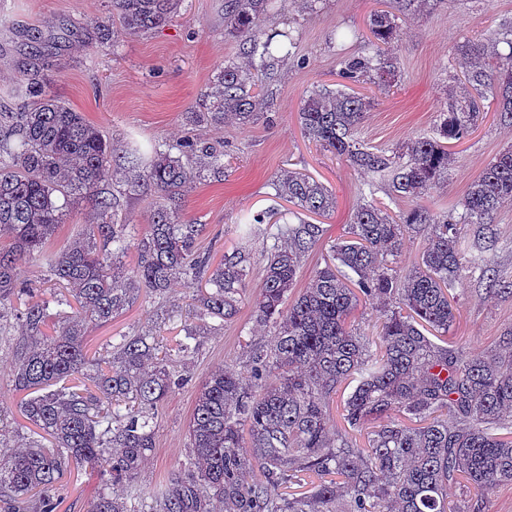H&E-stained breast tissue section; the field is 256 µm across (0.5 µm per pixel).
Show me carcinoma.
Instances as JSON below:
<instances>
[{
  "instance_id": "cac0c4a2",
  "label": "carcinoma",
  "mask_w": 512,
  "mask_h": 512,
  "mask_svg": "<svg viewBox=\"0 0 512 512\" xmlns=\"http://www.w3.org/2000/svg\"><path fill=\"white\" fill-rule=\"evenodd\" d=\"M180 0H112L124 29L142 33L165 25ZM278 0H225L227 35L240 53L259 59L256 73L224 65L207 92L196 126L257 122L258 97L268 71L292 54L289 27L265 32L259 22ZM395 16H371L373 39L363 51L339 58L341 87H314L298 117L306 137L371 176L369 190L387 183L391 198H418L448 172V144L471 134L484 102L512 123V22L490 33L491 45L466 42L457 55L469 62L464 93L439 113L435 135L387 153L364 147L358 125L374 98L395 81L388 46ZM86 46L106 40L105 25L81 34ZM504 43L508 52L498 45ZM495 64L481 59L488 53ZM18 96L34 100L0 112V335L21 332L12 349L15 389L31 393L22 414L36 428L13 445L0 418V512H56L65 476L88 467L113 482L132 481L154 451L155 411L188 383L181 365L194 348L164 344L161 324L122 336L98 356L86 350L91 325L108 322L142 293L179 316L167 296L172 284L196 288L190 312L202 332L224 330L245 300L250 244L264 237L262 279L250 302L254 319L273 329L264 344H248L243 370L219 368L202 385L188 425L189 454L152 504L130 506L98 493L88 512H484L489 493L512 484V324L492 347L467 352L448 339L456 325L457 282L474 277L492 293L512 294L489 263L478 237L512 202V146L501 150L458 202L461 211L436 214L422 206L391 212L371 200L360 206L336 242L305 218L280 223L281 212L247 215L232 250L215 260L199 246L206 225L184 220L180 209L196 181L224 176V152L189 135L155 148L150 161L136 149L115 152L110 140L75 109L43 95L40 68H25ZM275 198L304 214L324 217L336 198L308 174L283 170ZM157 199L143 232L131 237L116 219L120 198ZM63 204H58V199ZM92 203L93 219L68 248L46 244L65 209ZM425 233L418 263L397 266L404 240ZM328 246L324 266L297 294L308 253ZM135 252L128 268L123 257ZM41 254L36 288L18 278L22 262ZM379 309L376 332L361 331L357 311ZM276 380L268 381L269 376ZM357 382L342 407L344 428L327 419L336 395ZM366 431L364 447L352 433ZM320 478L300 497L286 489L302 474ZM466 482L469 498L454 508L448 487Z\"/></svg>"
}]
</instances>
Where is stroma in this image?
<instances>
[{
	"mask_svg": "<svg viewBox=\"0 0 512 512\" xmlns=\"http://www.w3.org/2000/svg\"><path fill=\"white\" fill-rule=\"evenodd\" d=\"M395 0H284L280 14L264 19L271 30L291 25L297 45L281 61L273 80L260 96L264 117L252 126L225 121L201 129L203 138L224 145L227 172L223 181L193 184L182 216L205 224L202 247H230L235 226L247 213L288 202L272 197L270 184L283 170L295 169L320 181L336 197V208L322 222L328 237H338L356 209L365 202L363 173L308 143L297 112L319 85L335 86L337 58L363 50L370 33L369 16L395 11ZM512 19V0H423L416 11L399 16L398 36L391 45L398 76L389 95L379 96L356 131L368 149H395L432 135L439 112L458 95L463 71L455 49L481 40L503 21ZM110 25L112 47L86 54L74 46L46 45L40 60L47 96L83 112L115 148L137 143L151 152L161 142L181 139L190 129L189 115L197 111L217 69L236 61L244 72L254 63L240 56L237 41L224 33V0H182L175 16L159 29L130 33L112 18V0H0V107H13L16 76L32 62L31 50L17 31L42 26L51 35L60 23ZM512 145V125L495 112L479 120L475 132L453 145L448 175L423 199L432 211H448L495 155ZM458 310L456 336L469 351L490 347L503 328L512 324V294L488 292L477 279L460 280L454 290ZM154 305L138 300L122 316L93 326L86 338L95 353L122 335L151 326ZM268 328L255 323L250 304H241L217 336L199 337L197 352L187 358L190 382L158 408L156 448L130 482L111 486L113 495L133 499L156 493L181 466L188 452L187 426L200 386L218 368H240L247 342L263 344ZM12 353L0 346V417L7 420L14 443L32 427L20 405L25 392L11 382ZM102 481L87 468L73 470L61 492L57 512H87Z\"/></svg>",
	"mask_w": 512,
	"mask_h": 512,
	"instance_id": "obj_1",
	"label": "stroma"
}]
</instances>
